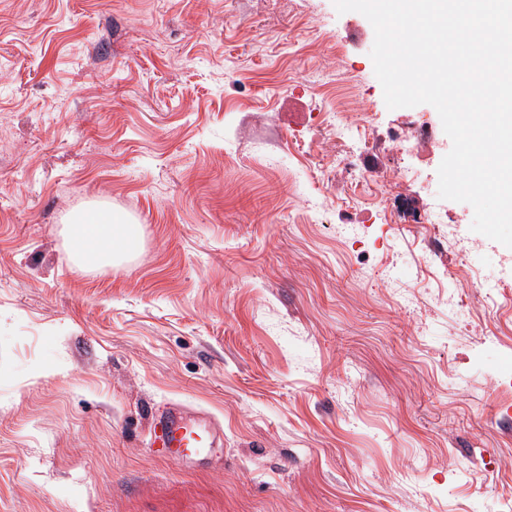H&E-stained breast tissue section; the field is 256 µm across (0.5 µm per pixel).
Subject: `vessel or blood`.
<instances>
[{
    "instance_id": "obj_1",
    "label": "vessel or blood",
    "mask_w": 512,
    "mask_h": 512,
    "mask_svg": "<svg viewBox=\"0 0 512 512\" xmlns=\"http://www.w3.org/2000/svg\"><path fill=\"white\" fill-rule=\"evenodd\" d=\"M223 437V428L208 412L178 402L167 404L152 417L150 443L170 449L173 463L203 454Z\"/></svg>"
}]
</instances>
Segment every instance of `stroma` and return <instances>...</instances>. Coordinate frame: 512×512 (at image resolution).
I'll return each instance as SVG.
<instances>
[{"instance_id": "obj_1", "label": "stroma", "mask_w": 512, "mask_h": 512, "mask_svg": "<svg viewBox=\"0 0 512 512\" xmlns=\"http://www.w3.org/2000/svg\"><path fill=\"white\" fill-rule=\"evenodd\" d=\"M374 38L333 0H0V512H512V248L438 198ZM94 207L127 260L74 256ZM168 402L223 445L160 458ZM70 232L73 243L86 242L92 246L93 255L80 261L112 264L134 248L139 228L108 211L91 209L73 220Z\"/></svg>"}]
</instances>
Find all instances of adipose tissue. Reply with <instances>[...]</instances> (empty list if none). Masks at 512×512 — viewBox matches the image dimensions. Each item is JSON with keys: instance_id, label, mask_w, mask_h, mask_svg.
I'll return each mask as SVG.
<instances>
[{"instance_id": "adipose-tissue-1", "label": "adipose tissue", "mask_w": 512, "mask_h": 512, "mask_svg": "<svg viewBox=\"0 0 512 512\" xmlns=\"http://www.w3.org/2000/svg\"><path fill=\"white\" fill-rule=\"evenodd\" d=\"M70 232L73 241L91 245V263L111 264L134 248L139 228L108 211L91 209L73 220Z\"/></svg>"}]
</instances>
